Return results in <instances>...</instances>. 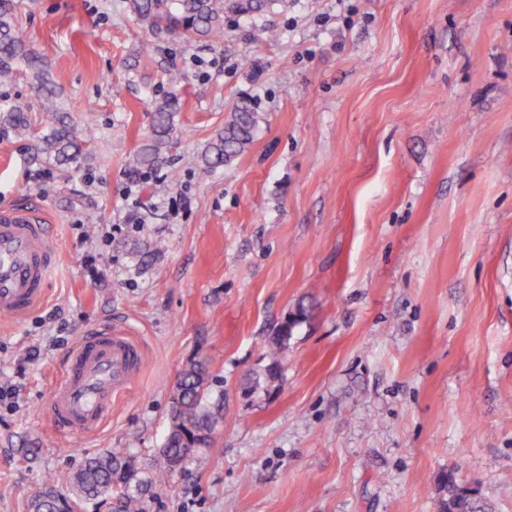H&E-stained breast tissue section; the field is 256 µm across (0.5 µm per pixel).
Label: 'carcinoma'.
<instances>
[{"label":"carcinoma","instance_id":"1","mask_svg":"<svg viewBox=\"0 0 512 512\" xmlns=\"http://www.w3.org/2000/svg\"><path fill=\"white\" fill-rule=\"evenodd\" d=\"M275 5L286 8L288 0H128V9L141 27L186 39L206 37L214 43L224 39L226 17L251 15ZM19 74L27 76L39 106L41 131L34 140L31 159L60 166L79 165L84 145L95 138L94 129L88 124L80 129L72 122L49 69L27 47L18 30L16 0H0V87L13 83ZM179 110V97L174 93L153 104L152 135L130 159L129 174L145 176L155 169L176 132ZM259 122L258 113L246 106L231 112L224 128L197 154L201 170L210 173L235 160L253 141ZM1 129L24 135L30 131V117L27 107L0 94ZM303 316V310H297L286 334L273 339L268 372L278 369L285 342ZM212 380L210 362L204 357L192 359L181 371L170 405L169 429L160 448L162 466L152 476H143L132 456L108 450L86 458L72 475L73 497L56 490L52 473L44 474L30 512H73L77 502L95 509L101 504L110 508L114 500L118 502L114 512H146L141 494L144 483L161 486L171 482L174 464L192 461L202 468L208 463L206 452L214 443L218 423L210 407ZM438 484L446 491L440 512H488L454 472L440 476Z\"/></svg>","mask_w":512,"mask_h":512}]
</instances>
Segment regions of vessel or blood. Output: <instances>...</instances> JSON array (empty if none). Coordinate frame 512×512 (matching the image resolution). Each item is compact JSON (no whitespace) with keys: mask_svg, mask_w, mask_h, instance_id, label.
Masks as SVG:
<instances>
[{"mask_svg":"<svg viewBox=\"0 0 512 512\" xmlns=\"http://www.w3.org/2000/svg\"><path fill=\"white\" fill-rule=\"evenodd\" d=\"M57 251L41 217L22 209L0 210V317L26 316L45 297ZM140 347L122 329L84 330L67 352L65 371L54 384L47 417L56 437L97 432L112 410V399L139 372Z\"/></svg>","mask_w":512,"mask_h":512,"instance_id":"vessel-or-blood-1","label":"vessel or blood"}]
</instances>
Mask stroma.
Returning a JSON list of instances; mask_svg holds the SVG:
<instances>
[{"mask_svg": "<svg viewBox=\"0 0 512 512\" xmlns=\"http://www.w3.org/2000/svg\"><path fill=\"white\" fill-rule=\"evenodd\" d=\"M17 24L97 137L68 167L0 133V207L38 210L58 248L44 304L0 319V383L19 389L0 403V512L109 449L153 471L202 354L217 444L148 512H438L449 471L512 512V0H288L226 19L218 45L143 29L126 0H19ZM170 69L177 131L137 178ZM244 103L253 142L202 174ZM103 323L131 328L141 373L72 446L47 400ZM303 316L304 312L302 309L299 308L296 313L292 314L293 320L291 322V327L288 328L287 332L285 334H278L276 332V338L273 339L270 350L268 352V358L270 362L267 365V371L270 374H272L278 369L281 360V353L285 348L284 344L286 341H288L290 336L293 335L294 329L297 327V325L300 322V319L303 318Z\"/></svg>", "mask_w": 512, "mask_h": 512, "instance_id": "1", "label": "stroma"}]
</instances>
